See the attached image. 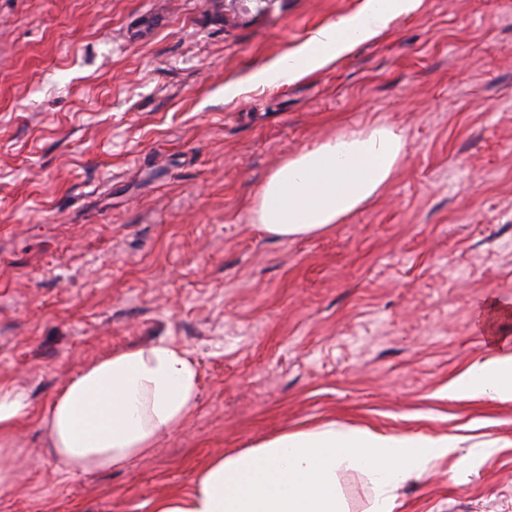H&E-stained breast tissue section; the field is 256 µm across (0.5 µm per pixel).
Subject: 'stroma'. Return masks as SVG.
Wrapping results in <instances>:
<instances>
[{"label":"stroma","mask_w":512,"mask_h":512,"mask_svg":"<svg viewBox=\"0 0 512 512\" xmlns=\"http://www.w3.org/2000/svg\"><path fill=\"white\" fill-rule=\"evenodd\" d=\"M364 0H0V383L23 387L0 512H152L211 458L326 423L448 435L395 512H512V400L448 383L512 340V0H421L299 82L224 85ZM380 122L405 157L330 232L248 207L289 155ZM181 346L199 404L154 452L69 473L37 420L109 352Z\"/></svg>","instance_id":"1"}]
</instances>
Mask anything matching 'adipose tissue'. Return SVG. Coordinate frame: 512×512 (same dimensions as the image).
Listing matches in <instances>:
<instances>
[{
	"label": "adipose tissue",
	"instance_id": "ef3b65f1",
	"mask_svg": "<svg viewBox=\"0 0 512 512\" xmlns=\"http://www.w3.org/2000/svg\"><path fill=\"white\" fill-rule=\"evenodd\" d=\"M419 5L420 0H364L356 13L318 28L294 50L226 84L224 98L299 81L378 37ZM404 152L403 134L380 123L313 143L269 174L253 198L250 221L278 240L327 232L381 195ZM496 349L449 383V398H512V348L500 340ZM199 394L196 362L179 345L159 341L105 355L66 379L40 426L69 472L120 468L173 433L197 408ZM30 414L25 389L0 384V482L13 469L7 447ZM457 446L450 436L387 434L333 422L285 431L213 458L191 491L160 498L153 512H349L338 484L339 473L348 470L373 486L367 512H393L402 484Z\"/></svg>",
	"mask_w": 512,
	"mask_h": 512
}]
</instances>
